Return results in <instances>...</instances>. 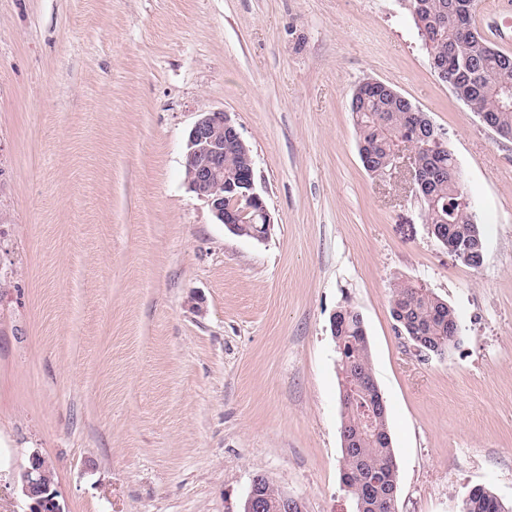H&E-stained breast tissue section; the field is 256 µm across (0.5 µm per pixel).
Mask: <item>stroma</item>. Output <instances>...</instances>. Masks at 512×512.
<instances>
[{"label": "stroma", "instance_id": "1", "mask_svg": "<svg viewBox=\"0 0 512 512\" xmlns=\"http://www.w3.org/2000/svg\"><path fill=\"white\" fill-rule=\"evenodd\" d=\"M382 81L453 153L485 240L432 238L404 177L372 179L350 112ZM224 111L267 239L216 223L186 133ZM446 299L457 348L416 353L395 282ZM363 316L399 472L395 512L512 505V139L430 67L404 0H0V512L54 466L65 512H241L255 475L304 512L341 482L330 317ZM457 512H511L490 489L475 486L461 499Z\"/></svg>", "mask_w": 512, "mask_h": 512}]
</instances>
